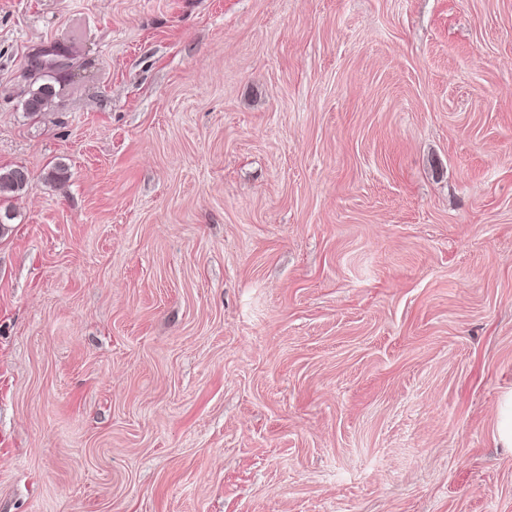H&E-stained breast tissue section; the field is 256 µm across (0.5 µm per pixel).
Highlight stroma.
<instances>
[{
	"instance_id": "35a3bbf8",
	"label": "stroma",
	"mask_w": 512,
	"mask_h": 512,
	"mask_svg": "<svg viewBox=\"0 0 512 512\" xmlns=\"http://www.w3.org/2000/svg\"><path fill=\"white\" fill-rule=\"evenodd\" d=\"M17 165L0 512H512V0H0ZM50 53L43 55L42 58L35 59L31 64V76L34 79L33 84L39 80L50 81L56 80V76L64 68L56 64L59 59L65 58V55L58 50H49ZM24 100L25 111L30 115H39L51 104L55 96L54 86L49 83L40 84L37 89H31Z\"/></svg>"
}]
</instances>
